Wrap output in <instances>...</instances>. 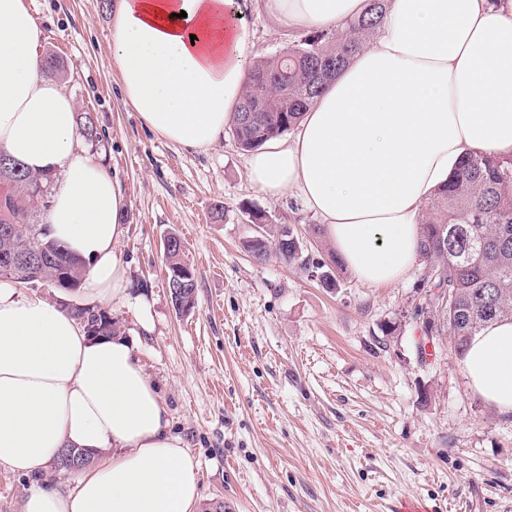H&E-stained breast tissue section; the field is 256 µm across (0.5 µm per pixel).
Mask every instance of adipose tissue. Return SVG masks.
<instances>
[{"instance_id": "obj_1", "label": "adipose tissue", "mask_w": 512, "mask_h": 512, "mask_svg": "<svg viewBox=\"0 0 512 512\" xmlns=\"http://www.w3.org/2000/svg\"><path fill=\"white\" fill-rule=\"evenodd\" d=\"M245 0H119L112 62L123 97L171 143L202 149L231 124L247 83ZM278 28L342 32L365 0H264ZM43 29L0 0V149L54 177L49 236L85 264L74 305L128 287L123 201L80 146L76 109L48 78ZM469 153L512 157V0H391L370 44L307 109L294 135L248 162L270 197L298 189L346 269L378 287L418 258L426 201ZM472 390L512 413V319L462 356ZM92 457L73 484L34 485L22 512H195L198 464L133 340L94 338L62 305L0 284V465L37 480L59 449Z\"/></svg>"}]
</instances>
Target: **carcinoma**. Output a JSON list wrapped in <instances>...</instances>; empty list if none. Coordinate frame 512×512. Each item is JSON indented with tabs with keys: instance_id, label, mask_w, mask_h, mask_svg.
I'll use <instances>...</instances> for the list:
<instances>
[{
	"instance_id": "carcinoma-1",
	"label": "carcinoma",
	"mask_w": 512,
	"mask_h": 512,
	"mask_svg": "<svg viewBox=\"0 0 512 512\" xmlns=\"http://www.w3.org/2000/svg\"><path fill=\"white\" fill-rule=\"evenodd\" d=\"M390 0H367V9L346 23L345 33L316 30L288 51L260 61L251 69L240 107L260 102L251 113L238 112L231 131L239 148L251 151L292 129L332 78L347 67L381 24ZM5 154L0 181L15 183L12 217L34 225L33 245L51 255L45 269L19 275L22 283L51 281L54 274L80 283L84 265L48 238L46 225L33 224V200L44 192L49 175L15 171ZM280 225H271L268 244L244 243L250 256L263 263L271 256L293 265L292 254L278 246ZM419 256L432 273L428 287L445 284L453 310L435 318L434 335L447 336L462 353L469 339L491 321L512 317V159L468 154L452 177L437 189L420 227Z\"/></svg>"
}]
</instances>
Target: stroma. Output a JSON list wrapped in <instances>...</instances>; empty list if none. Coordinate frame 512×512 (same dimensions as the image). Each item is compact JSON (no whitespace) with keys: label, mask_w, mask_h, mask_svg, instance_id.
<instances>
[{"label":"stroma","mask_w":512,"mask_h":512,"mask_svg":"<svg viewBox=\"0 0 512 512\" xmlns=\"http://www.w3.org/2000/svg\"><path fill=\"white\" fill-rule=\"evenodd\" d=\"M44 31L41 54L80 112H93L102 162L122 190L120 251L128 297L108 303L135 340L175 435L198 462L201 504L228 512H393L404 497L431 512H512V414L470 388L448 337L421 344L423 262L375 288L350 273L328 289L242 242L253 217L291 227L314 262L326 239L297 190L273 199L247 176L232 133L186 151L146 127L112 65L117 0H27ZM250 60L300 36L277 30L246 0ZM181 237L197 296L176 313L162 242ZM152 327L143 330L140 305ZM398 325L383 335L384 323Z\"/></svg>","instance_id":"obj_1"}]
</instances>
